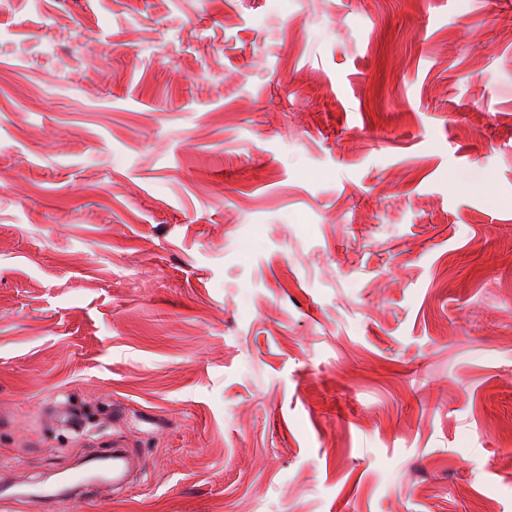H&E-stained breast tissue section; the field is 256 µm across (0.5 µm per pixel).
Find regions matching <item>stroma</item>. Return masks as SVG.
<instances>
[{
  "label": "stroma",
  "mask_w": 512,
  "mask_h": 512,
  "mask_svg": "<svg viewBox=\"0 0 512 512\" xmlns=\"http://www.w3.org/2000/svg\"><path fill=\"white\" fill-rule=\"evenodd\" d=\"M1 477L512 512V0H0ZM133 451L130 448H109L104 458L112 460V484L124 483L131 472Z\"/></svg>",
  "instance_id": "1"
}]
</instances>
